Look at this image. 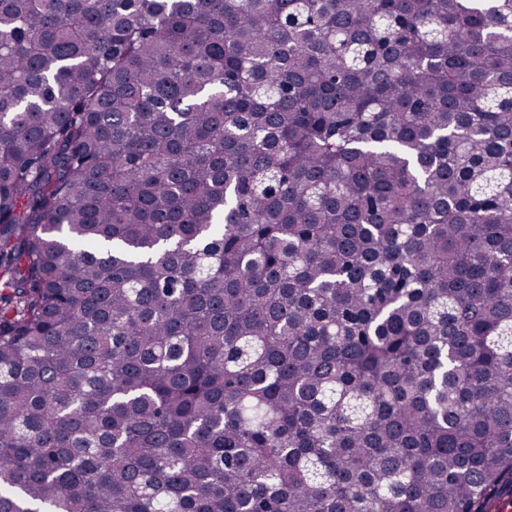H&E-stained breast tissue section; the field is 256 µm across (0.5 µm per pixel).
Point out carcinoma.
<instances>
[{"label": "carcinoma", "mask_w": 512, "mask_h": 512, "mask_svg": "<svg viewBox=\"0 0 512 512\" xmlns=\"http://www.w3.org/2000/svg\"><path fill=\"white\" fill-rule=\"evenodd\" d=\"M512 492V0H0V512Z\"/></svg>", "instance_id": "carcinoma-1"}]
</instances>
